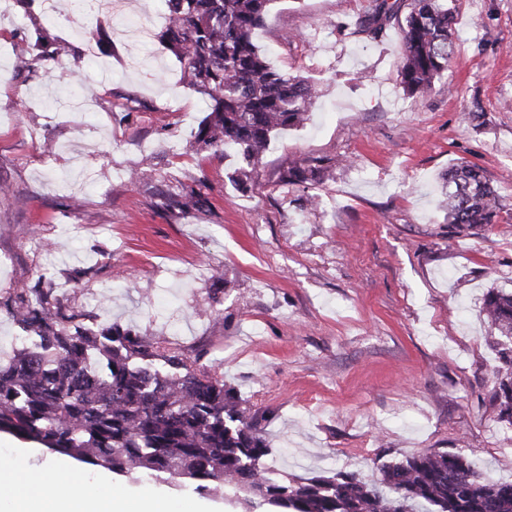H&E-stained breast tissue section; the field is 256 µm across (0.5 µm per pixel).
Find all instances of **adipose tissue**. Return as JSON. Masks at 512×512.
I'll list each match as a JSON object with an SVG mask.
<instances>
[{"label": "adipose tissue", "mask_w": 512, "mask_h": 512, "mask_svg": "<svg viewBox=\"0 0 512 512\" xmlns=\"http://www.w3.org/2000/svg\"><path fill=\"white\" fill-rule=\"evenodd\" d=\"M0 485L7 487L16 512H168L161 495L146 494L129 498L105 488L89 492L79 472L44 468L39 481H31L24 467L0 466Z\"/></svg>", "instance_id": "ef3b65f1"}]
</instances>
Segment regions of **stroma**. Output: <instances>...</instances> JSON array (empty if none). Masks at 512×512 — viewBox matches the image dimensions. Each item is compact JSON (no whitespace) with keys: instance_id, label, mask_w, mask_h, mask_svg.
Here are the masks:
<instances>
[{"instance_id":"obj_1","label":"stroma","mask_w":512,"mask_h":512,"mask_svg":"<svg viewBox=\"0 0 512 512\" xmlns=\"http://www.w3.org/2000/svg\"><path fill=\"white\" fill-rule=\"evenodd\" d=\"M369 0H274L254 39L314 81L303 127L251 178L198 149L204 98L155 34L164 0H114L81 20L42 0L0 15V300L51 276L86 324H119L223 373L297 477L465 453L512 480L497 420L487 289L512 291V0H456V51L426 94L399 85L401 40L351 28ZM99 50L83 54L86 39ZM67 46L58 54L59 46ZM314 181L284 179L292 162ZM466 161L500 196L494 228L458 232L441 176ZM198 189L185 212L174 197ZM104 473L0 433V463ZM186 512L194 492L110 477Z\"/></svg>"}]
</instances>
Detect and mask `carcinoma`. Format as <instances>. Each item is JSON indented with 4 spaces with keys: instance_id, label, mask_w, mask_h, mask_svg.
<instances>
[{
    "instance_id": "carcinoma-1",
    "label": "carcinoma",
    "mask_w": 512,
    "mask_h": 512,
    "mask_svg": "<svg viewBox=\"0 0 512 512\" xmlns=\"http://www.w3.org/2000/svg\"><path fill=\"white\" fill-rule=\"evenodd\" d=\"M274 0H166L159 43L206 98L195 133L203 148L237 149L248 177L271 138L300 127L317 97L308 80L272 67L252 34ZM400 0H372L354 34L376 39L398 18ZM447 0H410L401 25L403 90L418 95L448 70L455 51ZM297 163L288 182L314 180ZM442 206L454 228L497 223L500 197L481 168L455 164L442 176ZM24 333L0 363V433L134 479H170L193 492L230 496L248 509L282 512H512V481L481 476L456 451L427 450L385 464L377 482L355 472L272 476L268 442L224 376L185 354L156 350L119 325L86 326L55 294L51 278L3 302ZM483 312L497 333L496 417L512 424V292L490 289Z\"/></svg>"
}]
</instances>
